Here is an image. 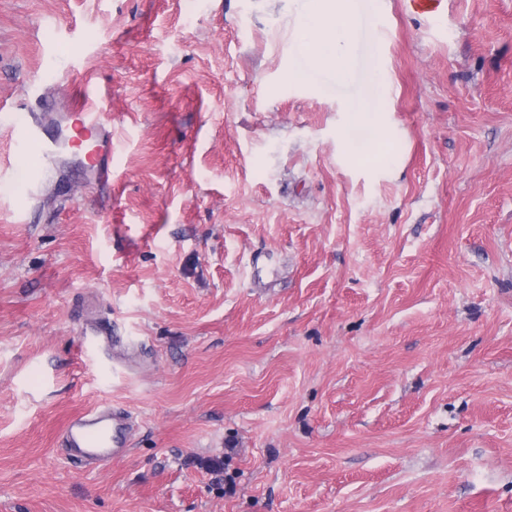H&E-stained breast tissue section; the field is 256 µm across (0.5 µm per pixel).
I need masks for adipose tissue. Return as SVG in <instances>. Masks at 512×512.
Masks as SVG:
<instances>
[{
  "label": "adipose tissue",
  "mask_w": 512,
  "mask_h": 512,
  "mask_svg": "<svg viewBox=\"0 0 512 512\" xmlns=\"http://www.w3.org/2000/svg\"><path fill=\"white\" fill-rule=\"evenodd\" d=\"M335 0H308L298 42L309 61L324 70L337 84H344L351 74L349 30L335 17ZM375 91H368L364 100L349 110L350 129L366 130L373 144L369 153L358 156L360 164H371L375 155L383 154L388 145L386 132L378 123L372 107Z\"/></svg>",
  "instance_id": "1"
}]
</instances>
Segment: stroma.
Returning <instances> with one entry per match:
<instances>
[{
    "label": "stroma",
    "instance_id": "35a3bbf8",
    "mask_svg": "<svg viewBox=\"0 0 512 512\" xmlns=\"http://www.w3.org/2000/svg\"><path fill=\"white\" fill-rule=\"evenodd\" d=\"M304 3L0 0V512H512V0H354L342 85ZM86 87L111 182L30 195L17 118ZM376 94V89L371 81L369 91L364 100L348 110V129L350 131L364 129L368 132V137L375 138L368 153L355 156V161L363 165L372 164L377 154H379L377 159L382 160L385 157L384 149L388 146L385 129L382 124L377 122L374 116L375 112L373 111L372 102L375 100ZM132 428L124 410L102 405L68 424L61 447L66 448L67 456L81 462L116 458L125 452Z\"/></svg>",
    "mask_w": 512,
    "mask_h": 512
}]
</instances>
